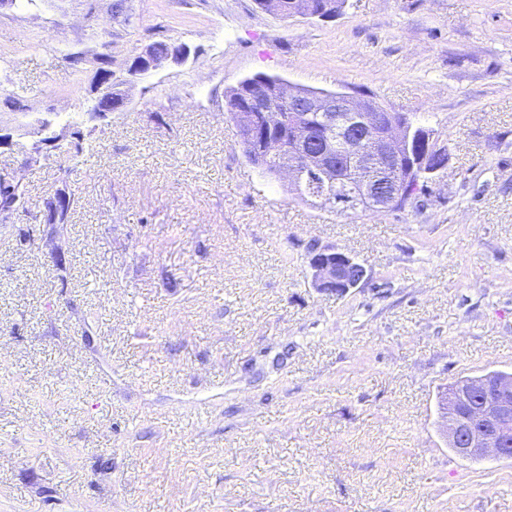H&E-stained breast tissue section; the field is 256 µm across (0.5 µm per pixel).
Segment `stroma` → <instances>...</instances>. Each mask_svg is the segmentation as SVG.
I'll use <instances>...</instances> for the list:
<instances>
[{"label":"stroma","mask_w":512,"mask_h":512,"mask_svg":"<svg viewBox=\"0 0 512 512\" xmlns=\"http://www.w3.org/2000/svg\"><path fill=\"white\" fill-rule=\"evenodd\" d=\"M15 0L0 117H81L101 65L159 39L194 54L128 87L69 175L18 168L0 227V512H512V459L438 429L461 378L512 372V0ZM78 53L79 65L68 57ZM374 99L449 160L417 203L340 214L246 158L225 92L260 74ZM363 265L341 295L314 252ZM258 6L262 9L273 10L280 12L285 17H292L298 15H305V13L309 10L313 2H324V5H328L330 8H316L314 5L310 8L309 14L307 17L312 19H317L320 21H331L335 18L336 14L332 12L338 13L342 5L344 4V0H255ZM270 1H275L274 8H272L268 3ZM310 267L314 287L326 294L344 293L358 285L365 273L364 267L348 254L326 249L313 255ZM351 273L355 274L354 279L349 277Z\"/></svg>","instance_id":"1"}]
</instances>
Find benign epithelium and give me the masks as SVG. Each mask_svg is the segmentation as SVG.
<instances>
[{"instance_id": "obj_1", "label": "benign epithelium", "mask_w": 512, "mask_h": 512, "mask_svg": "<svg viewBox=\"0 0 512 512\" xmlns=\"http://www.w3.org/2000/svg\"><path fill=\"white\" fill-rule=\"evenodd\" d=\"M191 55L188 44L171 45L167 55L156 57L147 45L133 57L125 77L113 79V72L97 77L84 124H96L112 117L126 105L120 87L139 82L168 65H182ZM307 109L318 113L323 131L336 137L338 149L312 152L311 135L301 124L293 126L291 159L280 175L291 188L304 193L313 204L334 211H346L356 205L374 212H388L398 204L416 202L419 192L401 199L398 192L381 189L379 166L400 165L417 184H428L446 167L448 152L437 146L431 133H418L409 121L394 118L389 112H373L367 99L342 94L331 99L314 97ZM75 127L42 119L30 125L24 142L14 139L11 128L0 123V149H21L25 162H38L60 153ZM71 200L70 190L58 188L44 213L43 223H59L60 207ZM314 287L320 293L341 294L358 285L364 267L348 254L322 250L310 260ZM452 410L443 417L441 431L460 456L480 462L489 456H512V378L482 380L460 385L450 395Z\"/></svg>"}]
</instances>
